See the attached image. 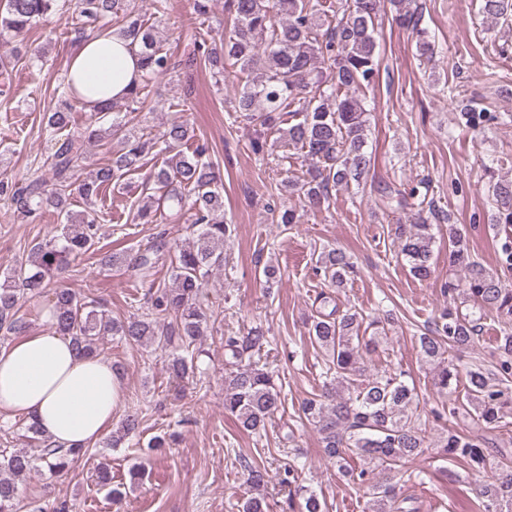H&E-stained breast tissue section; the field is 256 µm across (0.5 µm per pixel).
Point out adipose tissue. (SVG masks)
<instances>
[{
	"label": "adipose tissue",
	"mask_w": 512,
	"mask_h": 512,
	"mask_svg": "<svg viewBox=\"0 0 512 512\" xmlns=\"http://www.w3.org/2000/svg\"><path fill=\"white\" fill-rule=\"evenodd\" d=\"M68 67L77 99L86 106L121 100L141 75L138 47L111 35L83 40ZM123 394L111 362L83 355L66 337L29 332L0 349V413L35 424L63 447L101 439Z\"/></svg>",
	"instance_id": "obj_1"
}]
</instances>
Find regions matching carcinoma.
<instances>
[{"label": "carcinoma", "instance_id": "cac0c4a2", "mask_svg": "<svg viewBox=\"0 0 512 512\" xmlns=\"http://www.w3.org/2000/svg\"><path fill=\"white\" fill-rule=\"evenodd\" d=\"M74 8L79 26L72 42L87 32L112 34L138 46L142 75L123 103L96 104L86 127L65 138L57 132L69 124L72 85L62 80L63 100L48 113L46 129L51 135L52 180L35 177L19 181L0 173V197L23 220L34 219L48 208L66 216L60 233L35 244L27 260L0 278V330L20 334L28 327L19 315L22 302L42 293L53 280L62 278L72 261L87 253L97 239L96 215L75 214L67 209L73 186L93 201L110 185L140 174L149 150L164 155L161 167L149 172L146 183L152 193L138 202L136 219L153 223L156 217L178 222L184 216L197 226L192 242L171 246L165 236L134 258L106 252L104 269L125 266L141 284L148 286L147 311L124 320L109 317L98 301L69 287L53 289L49 307L55 332L67 337L86 356L100 355L103 336H118L130 344L170 352L168 369L177 380L199 373L198 356L191 351L206 335L212 315L201 301L213 271L224 266V243L230 225L224 223V194L220 173L206 159L207 148L196 144L187 154V122H171L157 138L138 132L135 115L144 111L155 82L172 77L180 67L205 62L224 74L229 61L242 74L243 84L233 98V109L259 128L263 136L280 135L304 150L305 173L287 178L288 189L303 196L312 208L330 204L332 192L361 183L372 165L364 147L368 117L365 92L378 74V43L375 21L383 0H345L341 9L323 0H224L229 29L216 40L192 38L191 47L176 59L160 45L155 24L136 8V0H0V39L21 36L52 15ZM396 23L415 33L420 55L429 60L435 45L416 20L414 0H389ZM301 119L288 126L283 116ZM95 140L112 153L110 164L92 168L87 163L85 142ZM496 224H512V180H491ZM386 207L397 205L415 210V223L395 228L401 256L409 272L425 281L434 273V225L423 216L424 202H414L416 192L386 185L379 188ZM170 253L172 286L155 287L160 254ZM448 260L462 272L448 282L444 293L448 307L433 319V326L418 337L421 362L431 369L434 386L447 398L448 422L469 419L471 431L448 429L438 454L456 459L487 477L478 496L484 512H512V467L485 452L483 431L506 429L512 415V288L503 285L492 270L476 261L457 225H448ZM330 285L341 288L355 273L350 255L343 249L323 250L317 260ZM502 326L497 338L494 369L481 363L460 366L459 355L474 347L487 314ZM374 329L367 334L368 329ZM308 334L323 353L325 381L321 393L299 405L300 419L320 435L323 455L336 463L349 478L363 476L348 468L349 461L379 470L380 480L367 495L368 512H402L395 469L415 461L423 453L425 429L418 413V393L402 371L383 369L364 375V355L387 341L379 321L365 320L363 313L332 307L312 320ZM269 337L255 327L241 336L224 337V412L242 430L258 434L282 407L281 387L274 372L259 364L268 353ZM142 423L137 408H130L119 421L107 446L116 448L134 435ZM30 446L0 453V512H18L19 484L40 468L62 476L86 454L82 448L62 449L52 445L32 424L26 426ZM246 482L254 493L246 497L241 512H270L265 495L266 471L246 468ZM295 468L281 487L288 490V505L296 512H328L327 503L306 486H293Z\"/></svg>", "mask_w": 512, "mask_h": 512}]
</instances>
